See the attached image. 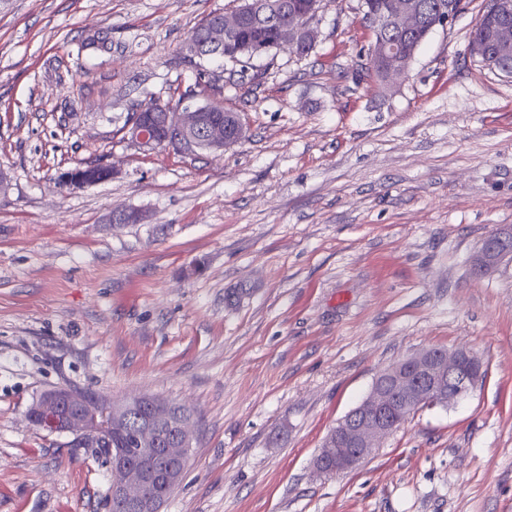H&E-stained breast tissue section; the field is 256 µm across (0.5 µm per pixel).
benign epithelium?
I'll return each mask as SVG.
<instances>
[{
    "label": "benign epithelium",
    "mask_w": 512,
    "mask_h": 512,
    "mask_svg": "<svg viewBox=\"0 0 512 512\" xmlns=\"http://www.w3.org/2000/svg\"><path fill=\"white\" fill-rule=\"evenodd\" d=\"M259 7L266 14H288L291 22L282 28V45L295 49L318 38L319 30L306 24L307 15L286 10L283 0H264ZM246 19L245 10L223 13L219 20L183 42L181 56L196 61L210 53L224 52V44L233 41ZM371 20L375 35L371 52L382 61V88L387 91L395 79L408 73L413 61L412 56L395 51L388 34H411L424 26L425 17L418 0H391L388 11L371 16ZM496 43L500 55L512 53L511 25L505 23L498 28ZM211 108V101L203 95L185 94L174 112L143 109L137 120L127 125V137L144 151L166 147L183 153L221 152L244 136V126L239 120L234 135L226 134L224 120L208 118ZM58 182L68 189L95 184L75 170L62 173ZM506 259L512 261V247L504 242V236L494 234L481 243L471 258V266L476 274L483 275ZM482 370V361L466 348L450 352L431 347L397 361L377 375L367 397L331 430L317 470L326 472L327 462L335 473L355 468L375 451L381 439L396 430L395 414H413L454 403L477 387ZM146 405L150 416L143 422L139 443L145 453L151 454L157 445L154 426L170 416V406L158 399L133 397L120 402L100 400L91 405L79 392L52 389L35 400V414L29 415V420L51 432L71 433L79 439L108 440L112 437V426L141 413ZM192 441L193 421L186 419L175 439L177 447L164 449V454L175 460V466L143 469L136 481L124 454L111 455V498L121 501L125 512H160L158 506L164 501L165 490L178 481L187 466Z\"/></svg>",
    "instance_id": "obj_1"
}]
</instances>
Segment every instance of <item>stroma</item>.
Returning a JSON list of instances; mask_svg holds the SVG:
<instances>
[{
  "label": "stroma",
  "instance_id": "35a3bbf8",
  "mask_svg": "<svg viewBox=\"0 0 512 512\" xmlns=\"http://www.w3.org/2000/svg\"><path fill=\"white\" fill-rule=\"evenodd\" d=\"M463 0L380 96L373 30L330 0L308 55L225 63L246 134L222 154L145 152L128 112L194 83L179 49L233 0H0V512H108L97 449L31 424L45 390L188 408L162 512H512V78L470 55ZM107 30L110 51L82 49ZM112 167L76 190L58 176ZM134 208L138 224H113ZM465 347L485 377L411 415L355 469L316 472L375 377ZM505 259L512 262V247L504 242V236L494 234L486 238L471 258L472 269L483 275L497 267Z\"/></svg>",
  "mask_w": 512,
  "mask_h": 512
}]
</instances>
